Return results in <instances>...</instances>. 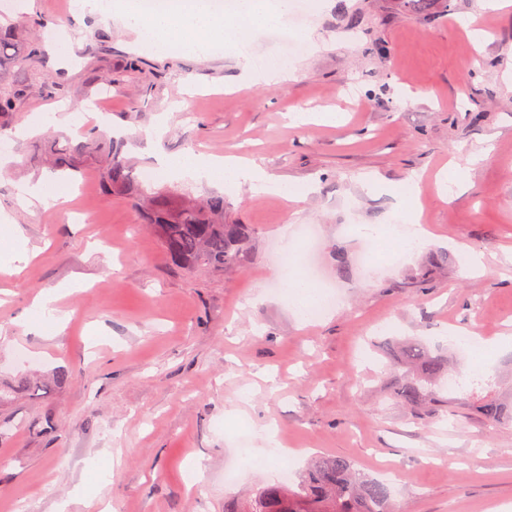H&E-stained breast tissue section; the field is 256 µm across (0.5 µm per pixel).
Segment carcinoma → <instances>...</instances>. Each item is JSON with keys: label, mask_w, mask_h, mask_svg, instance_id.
I'll return each mask as SVG.
<instances>
[{"label": "carcinoma", "mask_w": 512, "mask_h": 512, "mask_svg": "<svg viewBox=\"0 0 512 512\" xmlns=\"http://www.w3.org/2000/svg\"><path fill=\"white\" fill-rule=\"evenodd\" d=\"M39 43L31 39V25L10 19L0 21V61L30 67L39 59ZM21 97L18 91L0 87V133L12 123ZM123 144L103 142L94 132L76 152L98 153L105 159L102 180L109 196L135 198L146 223L158 234L170 258L181 268H222L235 265L243 257L248 230L244 224L224 223V196L213 195L193 202L171 201L153 183L132 173L122 157ZM409 362L417 366L416 376H402L393 387L395 400L412 409L425 405L426 384L448 373L447 357L407 349ZM484 384L460 389L464 400L479 408L490 424L512 420V409L481 395ZM224 512H394L387 484L367 476L348 459L317 456L309 471L294 486L275 484L263 487L242 500L224 503Z\"/></svg>", "instance_id": "cac0c4a2"}]
</instances>
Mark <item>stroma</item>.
I'll return each mask as SVG.
<instances>
[{"mask_svg": "<svg viewBox=\"0 0 512 512\" xmlns=\"http://www.w3.org/2000/svg\"><path fill=\"white\" fill-rule=\"evenodd\" d=\"M18 2L41 41L70 42L34 69H0L23 92L0 135L13 158L0 210L23 230L0 231V386L41 387L0 400V512H224L227 498L278 477L265 426L294 473L316 454L349 458L387 483L398 512H512V421L489 425L445 390L418 413L391 395L398 343L421 342L463 374L471 356L453 332L512 335V10L494 15L478 53L460 22L481 15V0H428L423 11L410 0H319L300 24L321 50L298 54L295 75L269 85L242 83L222 53L155 56L78 0ZM75 103L86 106L77 123L45 121ZM328 107L338 123L288 118ZM105 125L134 175L161 154L232 150L309 193L295 202L158 177L175 192L223 195L227 221L249 226L245 256L221 270L176 266L129 200L106 197L93 155L59 175L68 200L26 208L20 188L48 176L45 152ZM474 152L482 159L463 183L439 192L438 174ZM367 173L386 191L363 189ZM413 177L432 236L365 276L364 241L348 227L393 223V193ZM302 224L316 227L312 263L338 293L304 322L281 296L275 252L281 229ZM471 250L486 272L469 268ZM26 252L23 273L4 274ZM435 252L447 265L422 277ZM42 293L58 296V326L29 312Z\"/></svg>", "mask_w": 512, "mask_h": 512, "instance_id": "stroma-1", "label": "stroma"}]
</instances>
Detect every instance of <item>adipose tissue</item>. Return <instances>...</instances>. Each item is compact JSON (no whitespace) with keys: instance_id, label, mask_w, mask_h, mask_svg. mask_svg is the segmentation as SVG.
Returning a JSON list of instances; mask_svg holds the SVG:
<instances>
[{"instance_id":"1","label":"adipose tissue","mask_w":512,"mask_h":512,"mask_svg":"<svg viewBox=\"0 0 512 512\" xmlns=\"http://www.w3.org/2000/svg\"><path fill=\"white\" fill-rule=\"evenodd\" d=\"M81 9L103 15H116L134 31L141 45L152 53L163 54L173 48L207 54L221 48L238 55L244 76L268 84L285 81L296 70L294 61L273 57L261 69H254L242 56L241 46L248 30L288 26L292 0H195L191 5L176 0H82ZM155 169L164 175L199 173L208 181L229 186L252 187L282 196L290 195L286 183L273 178L256 161L236 155L178 158L158 156ZM283 293L299 319H306L320 302L299 268L279 272Z\"/></svg>"}]
</instances>
